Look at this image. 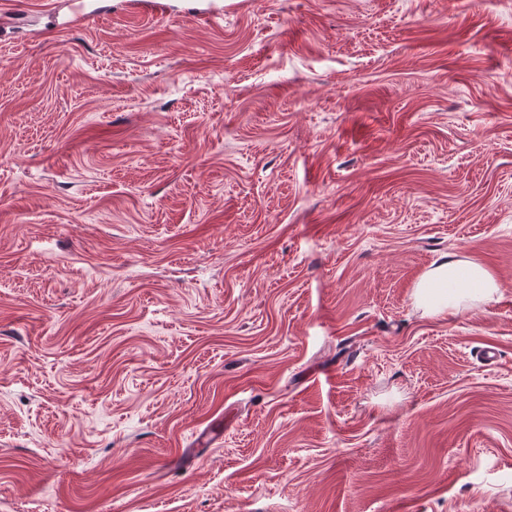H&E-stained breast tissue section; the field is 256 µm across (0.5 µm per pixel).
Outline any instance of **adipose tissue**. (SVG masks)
I'll use <instances>...</instances> for the list:
<instances>
[{"mask_svg": "<svg viewBox=\"0 0 512 512\" xmlns=\"http://www.w3.org/2000/svg\"><path fill=\"white\" fill-rule=\"evenodd\" d=\"M499 292L498 278L489 268L448 252L419 276L411 303L423 315L452 318L465 309L495 302Z\"/></svg>", "mask_w": 512, "mask_h": 512, "instance_id": "adipose-tissue-1", "label": "adipose tissue"}]
</instances>
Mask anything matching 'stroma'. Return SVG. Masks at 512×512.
Returning a JSON list of instances; mask_svg holds the SVG:
<instances>
[{
    "instance_id": "35a3bbf8",
    "label": "stroma",
    "mask_w": 512,
    "mask_h": 512,
    "mask_svg": "<svg viewBox=\"0 0 512 512\" xmlns=\"http://www.w3.org/2000/svg\"><path fill=\"white\" fill-rule=\"evenodd\" d=\"M66 2L0 0V512H512V0ZM499 292L498 278L489 268L448 252L419 276L411 303L425 316L451 319L465 309L495 302Z\"/></svg>"
}]
</instances>
